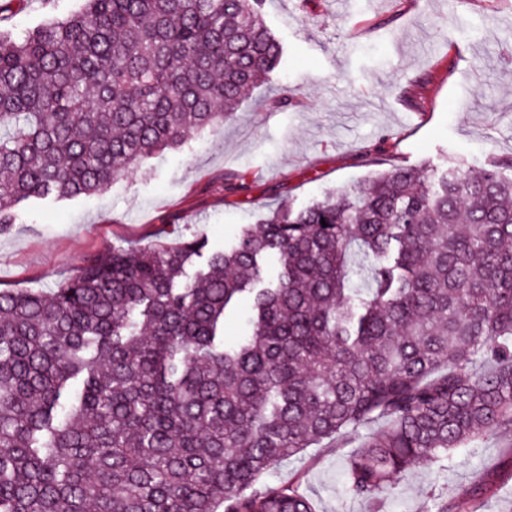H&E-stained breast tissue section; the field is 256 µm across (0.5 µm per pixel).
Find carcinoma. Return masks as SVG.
<instances>
[{"mask_svg": "<svg viewBox=\"0 0 512 512\" xmlns=\"http://www.w3.org/2000/svg\"><path fill=\"white\" fill-rule=\"evenodd\" d=\"M282 54L263 0H84L0 31V234L233 117ZM259 224L191 275L198 235L0 289V512H317L263 477L355 441L369 500L512 427V157L379 170ZM249 309L247 299H241L224 319V341L232 343L246 331V315Z\"/></svg>", "mask_w": 512, "mask_h": 512, "instance_id": "carcinoma-1", "label": "carcinoma"}]
</instances>
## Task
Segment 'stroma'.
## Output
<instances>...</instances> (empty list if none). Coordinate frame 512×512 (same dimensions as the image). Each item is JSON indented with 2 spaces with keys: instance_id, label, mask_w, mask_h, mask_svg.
Here are the masks:
<instances>
[{
  "instance_id": "1",
  "label": "stroma",
  "mask_w": 512,
  "mask_h": 512,
  "mask_svg": "<svg viewBox=\"0 0 512 512\" xmlns=\"http://www.w3.org/2000/svg\"><path fill=\"white\" fill-rule=\"evenodd\" d=\"M82 0H26L1 26L24 33ZM285 55L224 125L190 135L101 194L30 200L0 236V288L56 287L81 259L115 246L196 232L223 249L237 225L364 186L377 167L479 166L512 156V0H371L352 16L329 0H265ZM288 104L273 107V99ZM349 453L332 443L282 462L317 512H370L345 493ZM445 474L426 463L382 492L385 512H422L429 493L456 503L481 488L479 512H512V429L458 451Z\"/></svg>"
}]
</instances>
